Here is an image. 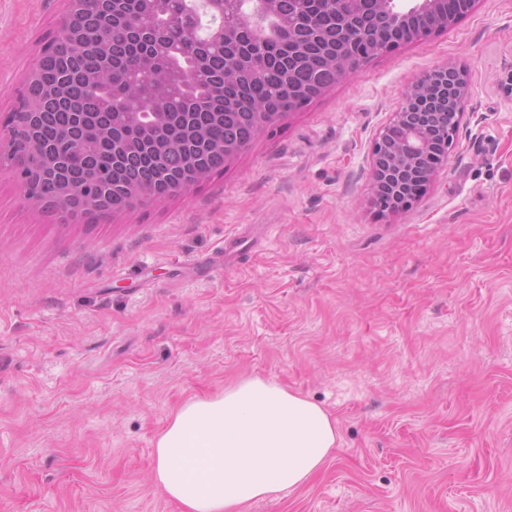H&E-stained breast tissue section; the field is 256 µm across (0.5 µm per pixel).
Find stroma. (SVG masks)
Here are the masks:
<instances>
[{"instance_id":"1","label":"stroma","mask_w":512,"mask_h":512,"mask_svg":"<svg viewBox=\"0 0 512 512\" xmlns=\"http://www.w3.org/2000/svg\"><path fill=\"white\" fill-rule=\"evenodd\" d=\"M61 10L0 0V121ZM450 63L474 94L448 163L380 210L374 142ZM247 376L341 439L246 512H512V0L372 58L177 196L66 221L0 159V512H177L156 435Z\"/></svg>"}]
</instances>
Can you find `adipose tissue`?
Masks as SVG:
<instances>
[{"label": "adipose tissue", "instance_id": "ef3b65f1", "mask_svg": "<svg viewBox=\"0 0 512 512\" xmlns=\"http://www.w3.org/2000/svg\"><path fill=\"white\" fill-rule=\"evenodd\" d=\"M337 420L260 376L175 408L154 444L153 481L179 512H244L308 485L332 459Z\"/></svg>", "mask_w": 512, "mask_h": 512}]
</instances>
